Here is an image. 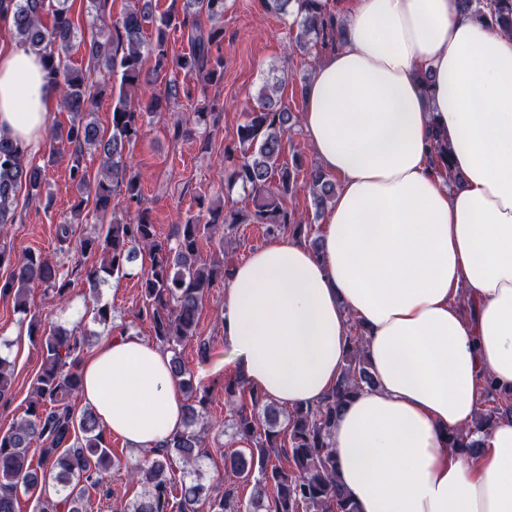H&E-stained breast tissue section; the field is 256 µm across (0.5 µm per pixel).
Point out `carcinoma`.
Listing matches in <instances>:
<instances>
[{
  "label": "carcinoma",
  "instance_id": "1",
  "mask_svg": "<svg viewBox=\"0 0 512 512\" xmlns=\"http://www.w3.org/2000/svg\"><path fill=\"white\" fill-rule=\"evenodd\" d=\"M107 0H89L90 38L74 24L70 0H0V10L13 16V34L20 46L42 60L49 85L59 94L61 108L77 116L90 111L94 101L93 85L78 69L63 63L76 41L85 45V54L93 67L120 73V90L112 108V133H101L92 121H74L66 128L55 126L51 135L55 146L49 159L70 152V180L78 192L71 214L78 218L87 205L110 222L100 232L80 241L75 251L82 256L96 254L100 262L74 271L85 275L91 297L92 320L104 327L112 322V308L99 298L107 279L120 280L129 275V265L138 254L150 257L140 288L142 306L137 317L151 324L156 344L172 353L171 371L180 379L187 395L184 404V428L153 451L144 466L131 471L142 482L141 495L128 503L126 512H357L355 503L335 476L336 451L330 439L336 418L357 394L375 386L369 369L364 336L353 327L350 349L336 382L324 398L315 404H296L288 409V431L279 425L281 408L259 392L246 387L237 377L224 381V395L232 404V439L244 444L224 455V471L235 480L224 489H210L202 483L201 459L204 456V419L210 403V389L198 386L180 358L178 348L197 345L201 358L210 356V342L198 333L199 311L208 288L228 271V262L203 259L199 243L232 232L240 224H261L266 235L277 237L289 232L310 237L312 225L302 223L295 211L285 205L295 190L303 159L282 158L284 137L290 128L292 113L280 109L264 85L257 107L247 113L237 130V140L224 147V159L231 162L225 173L229 187L239 185L248 192L250 207L226 209L207 207L204 215L189 216L176 226L175 245L157 237L149 208L137 175L127 160V150L136 143L145 118L165 111L170 99L180 93L177 80L168 83L163 97L147 103L135 100L145 57L155 61L156 73L172 71L195 74L207 82L224 73L222 43L224 29L206 28L203 19L215 23L224 19L225 0H184L182 8L170 7L156 16L149 2L136 0L114 24H97L105 15ZM265 10L276 15H291L296 26L294 49L303 53L320 46L325 54L338 46L343 19L328 8L327 0H262ZM463 12L492 30L512 31V0H461ZM151 25L154 38H144ZM187 38L189 52L169 54L171 37ZM94 148L100 156V168L91 177L81 159L84 150ZM306 185L320 213L336 195V185L318 168L305 173ZM43 184L41 167L29 163L21 143L0 131V228L15 222V201L19 188L26 186L35 197ZM122 194L127 205H135L133 222L116 216L113 200ZM8 275L0 281V295L13 296L16 309L30 312L28 291L34 287L52 291L59 299L66 296L71 281L42 255L26 251L20 255L7 243H0V268ZM30 334L39 335L42 364L34 385V399L25 417L0 435V512H16L18 491L37 498L40 512H84V503L92 489H98L117 456L106 440L98 415L85 409L77 414L70 405L83 387L80 360L90 333L79 326L54 325L39 332L38 323L30 324ZM13 365L0 356V399L10 390ZM483 394L493 406L479 414L474 427L452 432L451 448H477L471 439L475 433H488L494 420L512 413V404L499 396L488 381ZM40 462L32 467L29 451L35 444ZM286 459L288 465L280 464ZM182 464L181 477L169 475L174 460ZM254 482V495L242 502L236 481Z\"/></svg>",
  "mask_w": 512,
  "mask_h": 512
}]
</instances>
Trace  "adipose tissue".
Wrapping results in <instances>:
<instances>
[{"label": "adipose tissue", "mask_w": 512, "mask_h": 512, "mask_svg": "<svg viewBox=\"0 0 512 512\" xmlns=\"http://www.w3.org/2000/svg\"><path fill=\"white\" fill-rule=\"evenodd\" d=\"M338 8V46L302 113L338 189L319 249L282 236L231 266L222 323L234 373L270 401L316 402L360 325L376 385L331 434L357 512H512V420L497 419L476 451L446 445L472 426L484 381L512 392V32L468 18L459 0ZM56 100L39 58L1 44L0 129L34 148ZM435 131L458 186L432 154ZM82 373L86 403L132 446L182 430L159 346L113 337Z\"/></svg>", "instance_id": "1"}]
</instances>
